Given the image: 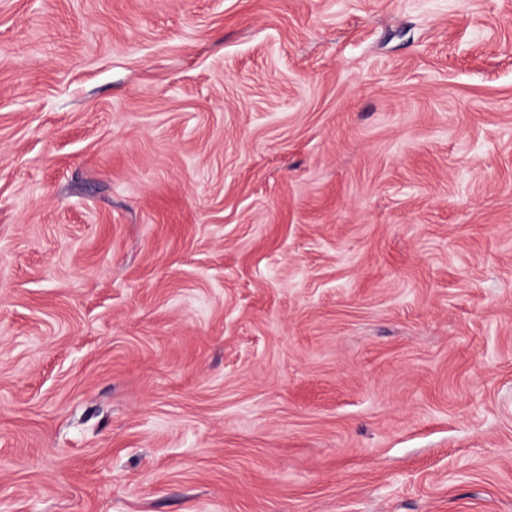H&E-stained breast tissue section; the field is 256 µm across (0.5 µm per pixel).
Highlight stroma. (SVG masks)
<instances>
[{
    "label": "stroma",
    "mask_w": 512,
    "mask_h": 512,
    "mask_svg": "<svg viewBox=\"0 0 512 512\" xmlns=\"http://www.w3.org/2000/svg\"><path fill=\"white\" fill-rule=\"evenodd\" d=\"M0 512H512V0H0Z\"/></svg>",
    "instance_id": "obj_1"
}]
</instances>
